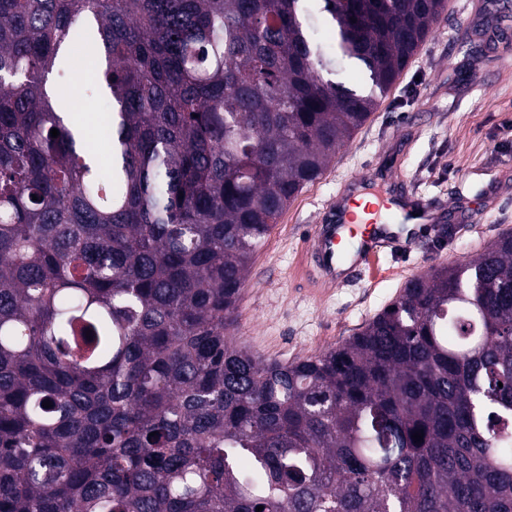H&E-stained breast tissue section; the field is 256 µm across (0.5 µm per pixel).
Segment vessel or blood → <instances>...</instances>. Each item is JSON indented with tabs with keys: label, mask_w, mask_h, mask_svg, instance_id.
Instances as JSON below:
<instances>
[{
	"label": "vessel or blood",
	"mask_w": 512,
	"mask_h": 512,
	"mask_svg": "<svg viewBox=\"0 0 512 512\" xmlns=\"http://www.w3.org/2000/svg\"><path fill=\"white\" fill-rule=\"evenodd\" d=\"M357 194L343 191L340 200L330 201L321 224L315 225L302 244L308 275L315 285L335 284L362 267L378 249L405 248L400 233L392 225L398 220L397 195L384 198L381 207L366 206L356 213Z\"/></svg>",
	"instance_id": "vessel-or-blood-1"
}]
</instances>
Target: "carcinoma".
<instances>
[{
    "label": "carcinoma",
    "mask_w": 512,
    "mask_h": 512,
    "mask_svg": "<svg viewBox=\"0 0 512 512\" xmlns=\"http://www.w3.org/2000/svg\"><path fill=\"white\" fill-rule=\"evenodd\" d=\"M443 10L0 0V512H512V232L315 356L232 340L257 250ZM83 38L106 176L63 96Z\"/></svg>",
    "instance_id": "1"
}]
</instances>
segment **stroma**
<instances>
[{"label":"stroma","instance_id":"obj_1","mask_svg":"<svg viewBox=\"0 0 512 512\" xmlns=\"http://www.w3.org/2000/svg\"><path fill=\"white\" fill-rule=\"evenodd\" d=\"M392 177L432 203L428 236L409 251L386 248L362 271L307 290L301 239L345 182L383 194ZM512 231V0H445L420 46L369 120L281 216L257 252L234 336L266 361L292 362L336 346L430 266L482 250Z\"/></svg>","mask_w":512,"mask_h":512}]
</instances>
